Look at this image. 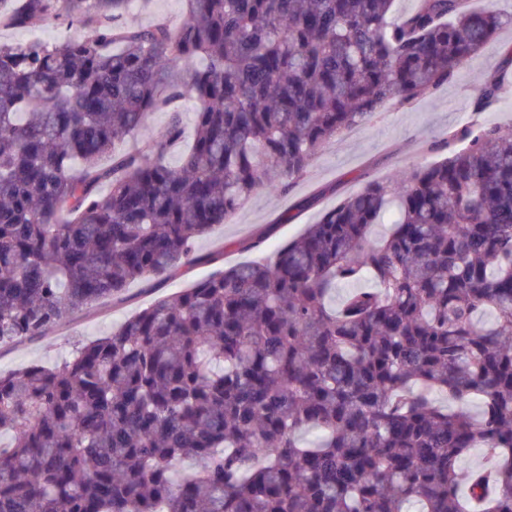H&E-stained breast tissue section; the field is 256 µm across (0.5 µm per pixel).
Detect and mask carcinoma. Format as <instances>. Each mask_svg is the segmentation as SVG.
Listing matches in <instances>:
<instances>
[{
    "instance_id": "cac0c4a2",
    "label": "carcinoma",
    "mask_w": 512,
    "mask_h": 512,
    "mask_svg": "<svg viewBox=\"0 0 512 512\" xmlns=\"http://www.w3.org/2000/svg\"><path fill=\"white\" fill-rule=\"evenodd\" d=\"M131 2L0 0V28H79L0 43V346L204 260L255 191L512 27L468 0H188L143 27ZM480 85L476 114L512 96ZM154 111L165 127L119 150ZM432 150L273 258L0 373V512H512V135L467 124ZM76 25H71L61 16L58 20H52L47 24L39 25L30 29H0V40L2 42L16 43L26 42L34 38L49 42H63L77 32Z\"/></svg>"
}]
</instances>
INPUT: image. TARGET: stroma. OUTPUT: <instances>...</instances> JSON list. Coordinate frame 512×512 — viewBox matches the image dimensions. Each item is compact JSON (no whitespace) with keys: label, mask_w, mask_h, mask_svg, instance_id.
<instances>
[{"label":"stroma","mask_w":512,"mask_h":512,"mask_svg":"<svg viewBox=\"0 0 512 512\" xmlns=\"http://www.w3.org/2000/svg\"><path fill=\"white\" fill-rule=\"evenodd\" d=\"M509 47L512 28L506 27L500 30L496 45L469 58L433 96L412 103H386L371 121L321 148L288 192L256 191L224 224L197 242V253L212 255L211 263L183 268L171 279L135 282L121 298L75 313L47 336L0 347V371L33 363L55 366L77 346L109 334L126 318L195 280L271 254L366 181L436 161L429 144L469 121L470 104L480 93L479 77L498 75L504 67L503 51Z\"/></svg>","instance_id":"1"}]
</instances>
